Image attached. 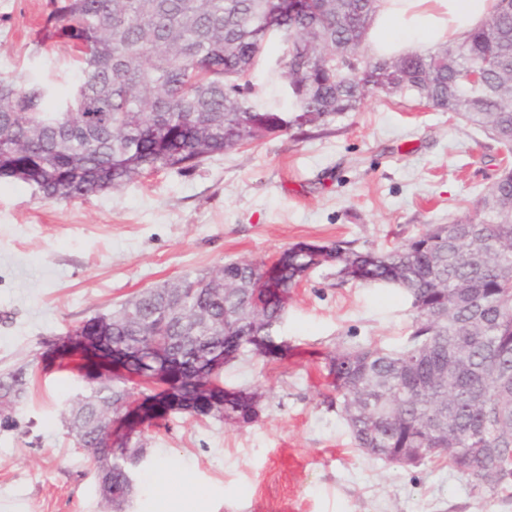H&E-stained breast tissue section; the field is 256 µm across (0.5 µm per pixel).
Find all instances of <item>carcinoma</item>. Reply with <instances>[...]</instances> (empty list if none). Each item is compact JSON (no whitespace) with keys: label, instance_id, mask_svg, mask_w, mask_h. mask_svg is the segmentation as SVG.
<instances>
[{"label":"carcinoma","instance_id":"1","mask_svg":"<svg viewBox=\"0 0 512 512\" xmlns=\"http://www.w3.org/2000/svg\"><path fill=\"white\" fill-rule=\"evenodd\" d=\"M383 0H309L295 14L275 0H50L36 44L80 49L77 84L59 101L23 75L0 77V178L35 187L47 200L118 189L145 171L184 170L269 134L325 126L355 112L378 90L411 93L480 128L512 152V0L459 41L427 52L376 54L368 34ZM281 38L289 113L257 105L254 76L273 37ZM358 56L363 75L340 76L336 62ZM482 81L472 83L475 70ZM335 253L336 278L402 289L415 312L398 351L375 344L329 357L336 402L357 448L404 466L441 455L473 478L477 495L512 488V166L501 167L475 216L433 224L385 253L298 243L274 260L230 261L150 288L111 313L107 329L90 320L58 350L59 364L94 384L88 401L63 422L82 447L112 433L96 422L130 396L126 383L151 390L121 420L144 423L174 405L200 417L205 397H224L222 369L202 372L200 339H241V351L282 355L252 340L236 316L277 273L282 297L258 316L281 320L299 273ZM155 344L178 373L147 372L141 358L112 367V347L137 352ZM27 369L0 374V427L17 426L28 394ZM99 449L96 478L107 506L125 501L132 464L143 449ZM486 448L496 453L484 452ZM497 472L494 483L486 481Z\"/></svg>","mask_w":512,"mask_h":512}]
</instances>
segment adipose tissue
Listing matches in <instances>:
<instances>
[{
    "label": "adipose tissue",
    "instance_id": "ef3b65f1",
    "mask_svg": "<svg viewBox=\"0 0 512 512\" xmlns=\"http://www.w3.org/2000/svg\"><path fill=\"white\" fill-rule=\"evenodd\" d=\"M495 4L496 0H386L374 21L371 39L390 51L460 39Z\"/></svg>",
    "mask_w": 512,
    "mask_h": 512
}]
</instances>
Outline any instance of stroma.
Wrapping results in <instances>:
<instances>
[{"mask_svg":"<svg viewBox=\"0 0 512 512\" xmlns=\"http://www.w3.org/2000/svg\"><path fill=\"white\" fill-rule=\"evenodd\" d=\"M48 0H0V76L25 74L64 95L76 80L66 50L32 39ZM279 43L257 72L260 104L291 101ZM497 143L409 93L367 96L331 125L290 129L186 170L136 177L118 190L44 200L0 179V373L26 366L16 428L0 429V512H105L95 464L62 417L89 386L58 369L56 348L86 321L141 291L230 260H260L298 243L356 242L387 250L448 224L491 185ZM413 321L391 287L338 284L323 266L293 288L276 342L284 355L225 365L226 389L252 393L238 424L181 411L130 434L143 449L124 512H512L481 505L447 458L398 466L356 447L336 404L328 357L373 343L401 348Z\"/></svg>","mask_w":512,"mask_h":512,"instance_id":"35a3bbf8","label":"stroma"}]
</instances>
